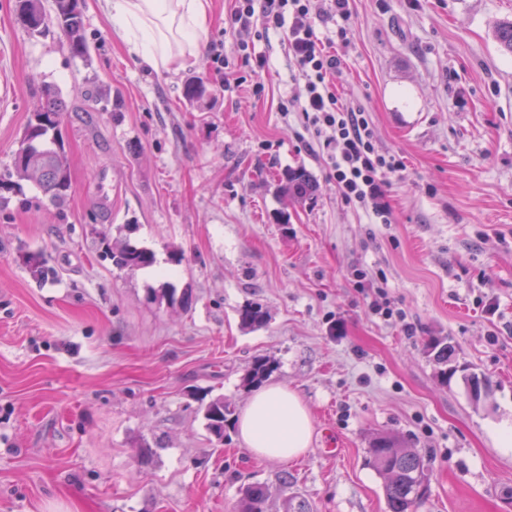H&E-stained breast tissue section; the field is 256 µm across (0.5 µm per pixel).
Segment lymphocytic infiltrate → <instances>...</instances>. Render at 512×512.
I'll return each mask as SVG.
<instances>
[{
  "mask_svg": "<svg viewBox=\"0 0 512 512\" xmlns=\"http://www.w3.org/2000/svg\"><path fill=\"white\" fill-rule=\"evenodd\" d=\"M312 0H232L224 30L236 40V58L224 46L212 43L210 59L215 70L233 73L236 65L263 69L266 59L254 52V41L272 32L283 34L304 92L291 99L300 125L308 134V148L316 149L327 165L342 200L365 210L378 224L391 221L384 173L402 168L401 159L376 147L373 127L361 110L343 103L332 77L341 60L327 50L316 33V21L333 22L337 42L347 43L352 33L349 0H328L313 10Z\"/></svg>",
  "mask_w": 512,
  "mask_h": 512,
  "instance_id": "1",
  "label": "lymphocytic infiltrate"
}]
</instances>
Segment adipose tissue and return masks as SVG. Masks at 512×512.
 <instances>
[{
  "label": "adipose tissue",
  "mask_w": 512,
  "mask_h": 512,
  "mask_svg": "<svg viewBox=\"0 0 512 512\" xmlns=\"http://www.w3.org/2000/svg\"><path fill=\"white\" fill-rule=\"evenodd\" d=\"M116 35L147 69L197 57L210 27L209 0H98ZM241 444L255 457L288 462L305 455L313 417L300 395L280 383L257 389L237 420Z\"/></svg>",
  "instance_id": "1"
}]
</instances>
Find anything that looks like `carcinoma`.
<instances>
[{
    "mask_svg": "<svg viewBox=\"0 0 512 512\" xmlns=\"http://www.w3.org/2000/svg\"><path fill=\"white\" fill-rule=\"evenodd\" d=\"M55 11L50 15L41 0H15L17 20L33 36L43 34L52 26L64 35L66 48L75 57L88 53V45L82 35V0H54ZM496 38L503 51L512 54V22L501 23ZM45 104L32 115L22 145L26 151H18L13 158L12 174L20 179L34 178L37 185L51 201L61 204L69 190V170L62 151L58 131L64 116V108L58 92L49 85L42 89ZM283 193L292 201L308 199L314 190L312 180L301 168L288 169L283 175ZM113 264L119 269L134 271L154 263V254L148 249L129 244H116L110 248ZM239 319L247 327L260 326L266 321V312L259 303H249L239 310ZM434 358L444 366L443 377H448V363L454 360L452 346L435 340L431 343ZM274 371L265 357L252 360L243 382L258 385ZM236 409L217 397L204 405V418L209 431L219 443H224V432L235 416ZM368 464L381 476L383 492L389 512H417L428 497L432 470L421 453L404 448L392 435L383 434L374 439L368 448ZM268 495L258 483L241 489L240 512H267Z\"/></svg>",
    "mask_w": 512,
    "mask_h": 512,
    "instance_id": "cac0c4a2",
    "label": "carcinoma"
}]
</instances>
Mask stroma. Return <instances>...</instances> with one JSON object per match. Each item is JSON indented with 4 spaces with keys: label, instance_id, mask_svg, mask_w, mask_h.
Segmentation results:
<instances>
[{
    "label": "stroma",
    "instance_id": "stroma-1",
    "mask_svg": "<svg viewBox=\"0 0 512 512\" xmlns=\"http://www.w3.org/2000/svg\"><path fill=\"white\" fill-rule=\"evenodd\" d=\"M350 7L335 84L404 163L384 173L390 224L341 200L280 112L303 87L279 35L254 43L268 68L224 87L203 54L145 70L97 0H83L85 58L0 0V512H235L250 483L268 512H388L367 463L383 433L429 460L418 512H512L498 439L512 426V56L493 34L512 0ZM196 78L209 94L191 104ZM46 85L66 105L61 206L7 176ZM297 167L316 185L303 203L278 193ZM115 242L154 264L118 269ZM36 254L54 279L33 274ZM381 290L404 318L371 313ZM250 302L269 319L245 329ZM437 336L457 350L445 380L426 353ZM258 356L312 413L299 459L206 428L203 398L243 408ZM473 373L489 382L478 401Z\"/></svg>",
    "mask_w": 512,
    "mask_h": 512
}]
</instances>
